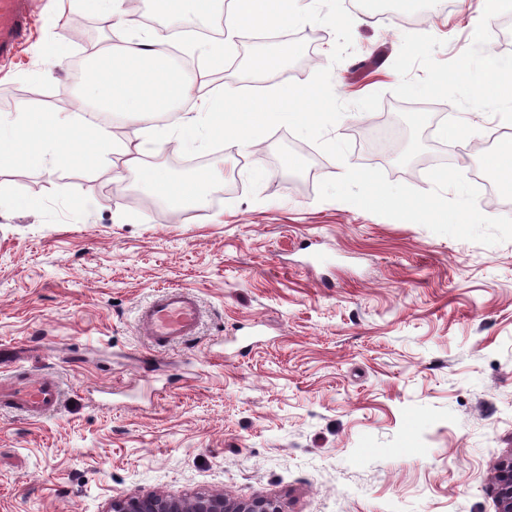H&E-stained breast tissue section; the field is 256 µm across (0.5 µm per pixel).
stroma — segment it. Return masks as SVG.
<instances>
[{
	"mask_svg": "<svg viewBox=\"0 0 512 512\" xmlns=\"http://www.w3.org/2000/svg\"><path fill=\"white\" fill-rule=\"evenodd\" d=\"M347 10L359 23L342 62H330L334 33L313 24L317 49L293 40L281 70L211 81L259 97L331 68L349 109L329 134L350 141L346 162L284 126L255 152L219 136L191 148L172 139L150 160L224 164L207 207L181 212L114 188L108 165L0 167V375L17 351L29 375L63 389L41 421L0 412V512H105L139 492L271 495L288 512H497L495 468L512 454V241L437 235L319 199L318 185L351 165L427 191L443 144L473 177L504 122L458 65L475 26L496 50L512 36V0L490 21L481 0ZM35 12L27 43L0 64L5 117L28 92L55 109L71 61L136 35L68 0H36ZM77 27L67 61L47 60L45 45ZM435 71L447 94L408 93ZM374 92L377 111L353 109ZM69 194L86 210L71 211ZM168 288L191 290L203 319L197 336L160 350L139 316Z\"/></svg>",
	"mask_w": 512,
	"mask_h": 512,
	"instance_id": "1",
	"label": "stroma"
}]
</instances>
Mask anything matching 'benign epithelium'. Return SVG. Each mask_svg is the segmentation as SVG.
I'll return each instance as SVG.
<instances>
[{"mask_svg": "<svg viewBox=\"0 0 512 512\" xmlns=\"http://www.w3.org/2000/svg\"><path fill=\"white\" fill-rule=\"evenodd\" d=\"M499 512H512V454L500 460L494 476ZM105 512H288L274 496L233 499L221 493L180 498L153 492L112 498Z\"/></svg>", "mask_w": 512, "mask_h": 512, "instance_id": "1", "label": "benign epithelium"}]
</instances>
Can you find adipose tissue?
<instances>
[{
	"label": "adipose tissue",
	"mask_w": 512,
	"mask_h": 512,
	"mask_svg": "<svg viewBox=\"0 0 512 512\" xmlns=\"http://www.w3.org/2000/svg\"><path fill=\"white\" fill-rule=\"evenodd\" d=\"M165 15L174 21L186 16L205 17L224 10L220 39L202 48L204 72L223 70L224 48L248 28H284L314 10L318 0H160ZM473 53L482 57L480 78L473 90L493 94L504 114L512 113V59L503 58L488 46L485 30L473 28ZM83 90L95 112L130 123L157 118L164 125L159 137L176 135L183 146L209 136L235 138L248 150L254 137L270 123L301 129L320 124L329 100L309 97L293 85L276 87L262 97L198 93L195 82L179 72L168 51L150 32L124 44L96 50L85 71ZM199 98L198 111L181 106ZM142 144L114 139L108 125L85 119L76 111L46 112L18 106L10 121H0V166L21 163L33 168L50 164L93 168L115 164L114 185L132 179L145 194L158 197L171 208L205 207L208 190L220 178V167L186 178H175L162 165L144 161Z\"/></svg>",
	"instance_id": "ef3b65f1"
}]
</instances>
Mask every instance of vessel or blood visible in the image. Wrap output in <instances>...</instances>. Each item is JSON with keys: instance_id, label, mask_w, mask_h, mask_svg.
<instances>
[{"instance_id": "1", "label": "vessel or blood", "mask_w": 512, "mask_h": 512, "mask_svg": "<svg viewBox=\"0 0 512 512\" xmlns=\"http://www.w3.org/2000/svg\"><path fill=\"white\" fill-rule=\"evenodd\" d=\"M33 11L32 0H0V63L11 61L26 40ZM201 311L195 295L170 288L144 308L141 325L152 342L167 347L196 335ZM63 398L58 380L0 381V410H10L31 421H39L58 410Z\"/></svg>"}]
</instances>
